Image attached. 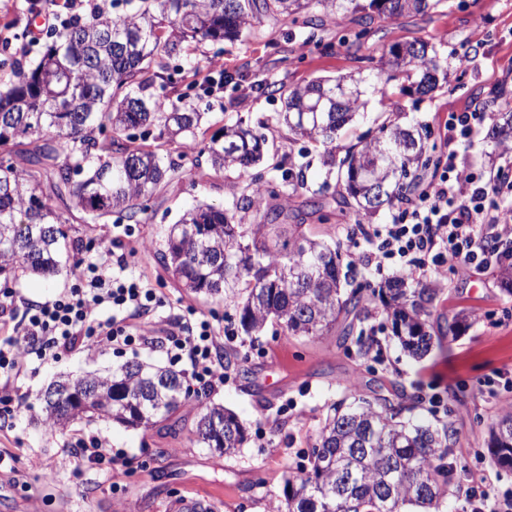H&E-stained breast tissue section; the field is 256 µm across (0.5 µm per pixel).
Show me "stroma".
I'll return each mask as SVG.
<instances>
[{
    "instance_id": "stroma-1",
    "label": "stroma",
    "mask_w": 512,
    "mask_h": 512,
    "mask_svg": "<svg viewBox=\"0 0 512 512\" xmlns=\"http://www.w3.org/2000/svg\"><path fill=\"white\" fill-rule=\"evenodd\" d=\"M314 27L263 21L243 42H203L193 53L195 72H178L169 95L188 92L208 112L211 130L236 122L264 136L268 165L255 168L266 186L282 190L277 165L291 161L309 185L319 183L322 150L292 142L274 121L282 104L264 87H289L316 78L366 76L399 88L402 74L386 64L395 44L428 41L442 56L455 59L471 53L474 64L461 70L449 66L448 80L427 94L399 96L395 114L400 124H421L427 153L438 160L447 152L443 126L449 113L470 106L497 113L495 91L512 97V0H445L424 15L390 19L376 12L348 11L338 21L311 10ZM27 0H0V81L8 80L16 63H30L39 49L23 52L30 29ZM220 62L229 80L222 89L202 95L198 84L211 63ZM180 168L164 192L152 202L139 224H85L75 210H61L70 243L61 257L62 271L50 277L0 276L8 288L29 302H44L70 287L80 259L95 257L102 248L123 257L129 275L152 284L159 307L140 319L160 328L188 309L205 315L214 326H236L233 305L180 288L164 266V234L189 207L204 203L234 209L246 179L238 171H214L197 162L195 153L177 146L162 152ZM396 213L386 208L373 215L354 210L337 212L330 223L306 216L316 238L339 242L344 256L368 250L357 232L361 224H388ZM372 315L355 323V332L377 342L371 352L340 332L324 336H291L268 323L256 337L233 348L244 357L245 374L229 373L223 388L194 397L191 404L148 430L117 423L71 422L47 431L40 392L59 376L108 373L128 362L174 367L160 346L126 350H76L40 365L20 379L12 392L10 410L0 413V453L12 460L0 471V512H187L195 503L214 512H269L282 493L284 480L312 448L331 404L355 387L367 399L394 398L396 391L419 398L413 419L447 427L450 458L472 470L490 474L498 497L512 498V469L492 463L490 431L504 409L512 407V296L507 295L496 269L448 272L431 318L439 336L461 309L469 316L457 338L423 358L408 355L397 343L391 323L369 298ZM217 403L235 412L247 433L244 448L231 456L205 448L194 435L201 407ZM101 434L112 445V461L64 463L70 440Z\"/></svg>"
}]
</instances>
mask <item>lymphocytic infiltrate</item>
Masks as SVG:
<instances>
[{
  "label": "lymphocytic infiltrate",
  "mask_w": 512,
  "mask_h": 512,
  "mask_svg": "<svg viewBox=\"0 0 512 512\" xmlns=\"http://www.w3.org/2000/svg\"><path fill=\"white\" fill-rule=\"evenodd\" d=\"M487 112L473 108L450 113L445 124L448 155L440 172L418 184L393 223L364 225L360 232L375 250L358 255L356 264L383 268L394 259L402 270L417 275L426 264L460 271L489 269L512 259L506 241L512 240V204L490 205L494 196L512 197V179L503 171L476 177L459 160L458 144L470 141L484 125ZM123 259L111 250L99 252L80 271L75 283L55 298L42 303H18L13 292L0 295V318L21 311L11 336L0 341V375L13 386L28 364L57 360L76 348L87 350L168 346L175 359L186 360V373L198 394L224 384V364L218 358L225 343L234 342L232 328L215 327L208 319H182L163 337L142 328H130L135 313L157 302L154 288L126 277ZM111 318L100 320L102 307Z\"/></svg>",
  "instance_id": "1"
}]
</instances>
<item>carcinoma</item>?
<instances>
[{
    "instance_id": "obj_1",
    "label": "carcinoma",
    "mask_w": 512,
    "mask_h": 512,
    "mask_svg": "<svg viewBox=\"0 0 512 512\" xmlns=\"http://www.w3.org/2000/svg\"><path fill=\"white\" fill-rule=\"evenodd\" d=\"M440 0H112L116 12L98 9L69 21L39 59L16 64L0 85V274L46 276L60 270L61 242L68 235L53 199L83 214L86 224H140L180 165L163 163L160 147L186 150L202 143L215 170L247 172L264 159V139L236 123L213 134L204 113L185 94L170 97L164 57L185 56L203 41L239 40L264 17L296 25L318 8L329 19L346 10L371 9L389 18L420 15ZM388 64L416 78L425 94L447 78L439 48L425 41L394 46ZM388 101L392 92L376 80L317 78L304 85L270 87L284 99L277 125L325 147L324 180L288 184L290 209L280 193L259 179L246 187L236 211L198 204L166 231L163 260L186 290L236 305L244 336L253 338L275 322L291 336H322L369 316L362 289L343 290L340 243L314 238L303 215L325 224L336 207L374 214L403 197L421 180L429 160L414 126L382 125L380 136L360 140L336 159V134L365 106L366 94ZM512 138V111L489 138ZM344 192L327 196L331 179ZM261 221L247 224L250 209ZM392 332L412 356L434 344L431 308L437 289L399 277L377 289ZM185 377L170 368L127 363L102 375L64 376L41 394L50 429L83 417L149 429L191 402ZM197 441L225 455L247 442L246 430L220 404L205 407ZM448 428L396 420L384 402L340 400L321 423L308 464L289 474L272 512H444L451 473ZM489 452L512 468V409L491 431Z\"/></svg>"
}]
</instances>
